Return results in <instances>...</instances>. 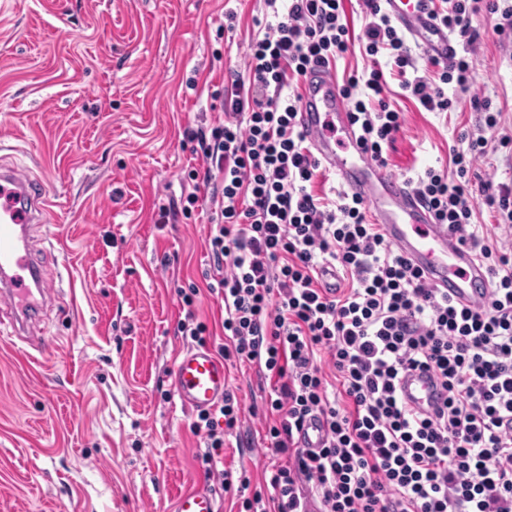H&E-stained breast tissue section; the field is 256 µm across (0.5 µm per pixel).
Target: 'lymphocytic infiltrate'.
I'll use <instances>...</instances> for the list:
<instances>
[{
	"label": "lymphocytic infiltrate",
	"instance_id": "f902f5d3",
	"mask_svg": "<svg viewBox=\"0 0 512 512\" xmlns=\"http://www.w3.org/2000/svg\"><path fill=\"white\" fill-rule=\"evenodd\" d=\"M287 13L245 51L247 91L233 89L227 120L191 133L200 167L186 173L181 199L191 215L215 204L208 256L210 292L224 304L230 363L256 365L268 393L264 446L276 462L266 486L247 470L219 471L218 456L241 421L234 394L190 425L205 450L197 461L241 493V512H512V182L476 173L490 144L468 135L449 150L451 170L427 168L414 190L491 274L489 296L455 304L371 224L362 199L314 194L322 164L296 123L301 97L292 79L327 66L353 45L343 0H287ZM435 18L466 45L482 14L500 15L512 33V5L449 0ZM364 52L392 61L402 87L430 112L453 106L445 85L472 93L475 62L456 58L435 78L409 77L414 62L380 0H363ZM384 75L371 67L341 92L364 152L385 162L402 128L381 102ZM492 210L496 233H481L479 207ZM432 373L441 405L413 409L399 382ZM335 390H328V378ZM317 419L321 447L299 434Z\"/></svg>",
	"mask_w": 512,
	"mask_h": 512
}]
</instances>
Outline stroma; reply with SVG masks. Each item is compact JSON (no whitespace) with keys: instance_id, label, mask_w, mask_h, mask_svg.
<instances>
[{"instance_id":"stroma-1","label":"stroma","mask_w":512,"mask_h":512,"mask_svg":"<svg viewBox=\"0 0 512 512\" xmlns=\"http://www.w3.org/2000/svg\"><path fill=\"white\" fill-rule=\"evenodd\" d=\"M357 48L338 59V82L364 72L362 0H344ZM270 18L264 0H0V164L22 165L50 192L31 248L56 289L34 327L52 346L29 355L0 337V512H173L197 484L216 488L219 512H236L195 454L193 411L172 391L187 342L179 289L205 283L211 206L155 221L159 205L187 194L197 164L185 130L223 119L214 93L243 73L248 43ZM498 15L475 19L480 37L473 95L501 115L484 126L470 96L426 111L390 64L385 96L404 123L386 154L405 180L449 165L461 134L492 149L476 169L512 178V42ZM243 415L223 468L261 478L269 458L253 367L230 370Z\"/></svg>"}]
</instances>
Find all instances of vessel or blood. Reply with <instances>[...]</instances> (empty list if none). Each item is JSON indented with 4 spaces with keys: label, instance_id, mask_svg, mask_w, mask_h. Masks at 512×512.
I'll return each instance as SVG.
<instances>
[{
    "label": "vessel or blood",
    "instance_id": "vessel-or-blood-1",
    "mask_svg": "<svg viewBox=\"0 0 512 512\" xmlns=\"http://www.w3.org/2000/svg\"><path fill=\"white\" fill-rule=\"evenodd\" d=\"M397 27L425 53L450 63L457 53L453 33L433 17V0H382ZM298 123L316 155L331 166L345 193L362 198L369 214L390 244L423 269L436 288L461 305L487 295L491 281L486 266L456 232L435 223L432 213L406 180L388 173L365 156L350 105L343 98L331 68L309 73L302 86ZM47 194L29 170L0 165V327L23 334L50 295L49 282L33 260L31 225L47 211ZM173 392L179 403L195 411L214 408L230 388V372L211 349L188 346L172 369ZM401 392L410 406L423 408L436 391L422 374L405 376ZM173 512H218L214 494L199 486L180 493Z\"/></svg>",
    "mask_w": 512,
    "mask_h": 512
}]
</instances>
